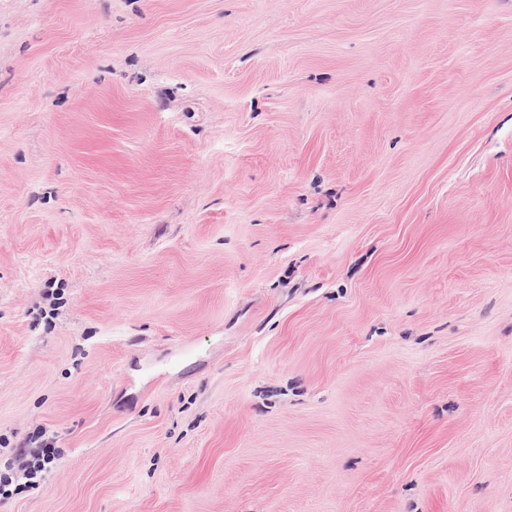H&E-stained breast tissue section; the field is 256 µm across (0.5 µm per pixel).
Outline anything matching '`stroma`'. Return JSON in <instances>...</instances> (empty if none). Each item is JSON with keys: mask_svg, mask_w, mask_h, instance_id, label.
Masks as SVG:
<instances>
[{"mask_svg": "<svg viewBox=\"0 0 512 512\" xmlns=\"http://www.w3.org/2000/svg\"><path fill=\"white\" fill-rule=\"evenodd\" d=\"M0 512H512V0H0ZM40 450L35 452L32 463L22 464L20 466V471H22V476L27 480L24 484H16L13 490L6 489L13 484V477L11 473H3L0 469V495H9L13 491H16L20 488H33L37 484V481L34 480L37 478L38 473L43 472L47 469V467L53 463L55 460L54 457V448L51 447L50 443H45L42 446H39Z\"/></svg>", "mask_w": 512, "mask_h": 512, "instance_id": "stroma-1", "label": "stroma"}]
</instances>
